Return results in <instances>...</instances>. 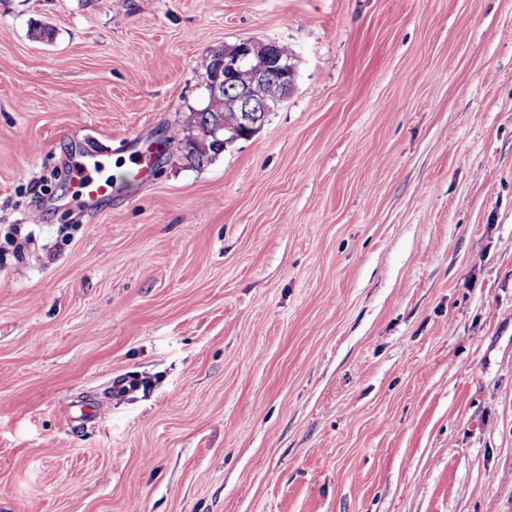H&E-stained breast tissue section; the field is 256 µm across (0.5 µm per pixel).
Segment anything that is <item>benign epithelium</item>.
Here are the masks:
<instances>
[{"label": "benign epithelium", "instance_id": "benign-epithelium-1", "mask_svg": "<svg viewBox=\"0 0 512 512\" xmlns=\"http://www.w3.org/2000/svg\"><path fill=\"white\" fill-rule=\"evenodd\" d=\"M224 63V83L212 84L236 93L239 107L234 120L224 123V143L252 137L264 122L266 114L279 106L294 85L296 66L285 63H264L250 57L248 42L242 40L217 51ZM266 86V96L256 100L251 94L256 83Z\"/></svg>", "mask_w": 512, "mask_h": 512}]
</instances>
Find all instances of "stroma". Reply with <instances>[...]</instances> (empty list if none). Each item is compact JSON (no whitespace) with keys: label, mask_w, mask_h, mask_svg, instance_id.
<instances>
[{"label":"stroma","mask_w":512,"mask_h":512,"mask_svg":"<svg viewBox=\"0 0 512 512\" xmlns=\"http://www.w3.org/2000/svg\"><path fill=\"white\" fill-rule=\"evenodd\" d=\"M250 37L295 85L188 163ZM11 231L0 512H512V0H0ZM94 154H84L76 161L74 178L78 184V203L92 208L112 197L115 190L112 178L103 174L102 164ZM141 387L140 380L132 375H122L112 380L107 396L98 399L93 403L89 415H97L106 400H122L135 394Z\"/></svg>","instance_id":"1"}]
</instances>
